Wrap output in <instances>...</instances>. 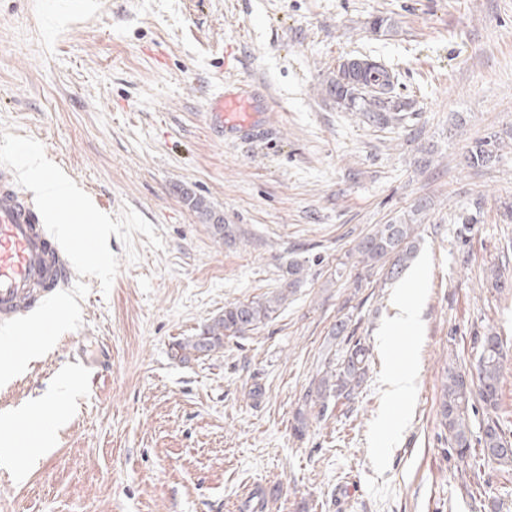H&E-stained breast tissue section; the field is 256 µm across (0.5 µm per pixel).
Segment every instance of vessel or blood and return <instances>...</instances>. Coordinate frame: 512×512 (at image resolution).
I'll return each instance as SVG.
<instances>
[{
  "instance_id": "1",
  "label": "vessel or blood",
  "mask_w": 512,
  "mask_h": 512,
  "mask_svg": "<svg viewBox=\"0 0 512 512\" xmlns=\"http://www.w3.org/2000/svg\"><path fill=\"white\" fill-rule=\"evenodd\" d=\"M259 92L251 84L210 98L211 125L232 134L250 132ZM71 278L70 262L43 225L39 208L21 188L13 167L0 165V327H10L37 307L54 305Z\"/></svg>"
}]
</instances>
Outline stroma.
<instances>
[{"label":"stroma","instance_id":"obj_1","mask_svg":"<svg viewBox=\"0 0 512 512\" xmlns=\"http://www.w3.org/2000/svg\"><path fill=\"white\" fill-rule=\"evenodd\" d=\"M52 6L0 0V164L39 147L108 237L66 241L84 254L71 312L0 382V416L47 398L59 416L41 456L19 444L23 477L0 466V512H512V466L458 458L439 416L447 368L473 370L494 332L512 437V0H95L51 26ZM378 16L392 33L372 32ZM365 56L398 72L406 123L362 124L326 95ZM251 80L268 111L248 134L212 133L208 95ZM494 133L499 161L466 166ZM190 194L236 226L234 245ZM420 201L401 279L351 259ZM294 260L305 278L269 322L172 357L225 305L280 289ZM405 288L416 317L401 329ZM351 339L369 351L354 399L305 405ZM393 362L414 374L400 408ZM195 211L199 214L202 221L210 223L214 236H219L220 239H224L225 243L233 244L237 240V230L232 224H223V220L216 219L210 206L207 204L205 199L196 196L186 197Z\"/></svg>","mask_w":512,"mask_h":512}]
</instances>
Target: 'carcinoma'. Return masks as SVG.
Instances as JSON below:
<instances>
[{
  "mask_svg": "<svg viewBox=\"0 0 512 512\" xmlns=\"http://www.w3.org/2000/svg\"><path fill=\"white\" fill-rule=\"evenodd\" d=\"M398 80L394 69L372 59H362L350 71L339 69L336 77L326 81L324 90L334 98L338 108L385 128L400 124L412 108L410 100L397 95ZM501 145L502 140L495 135L475 140L467 151V166L483 168L496 164L500 159ZM188 200L202 221L210 224L213 235L229 244L236 242L235 226L216 218L205 199L190 196ZM425 209L426 205L420 203L411 210L408 218L399 216L375 225L353 250L357 263L371 269L388 259L391 261L390 274L399 275L416 256L419 229L416 216ZM304 272L301 263H290L288 282L279 293L224 307V313L213 318L200 335L186 342L174 343V357L183 360L189 352L198 357L209 356L224 347V339L242 336L268 322L287 298V293L301 283ZM480 347L475 378H468L456 368L448 367L441 389V424L448 432L449 447L457 457L467 458L473 437L469 411L475 404H480L485 413L477 439L481 456L501 465H512V440L507 438L493 417L499 407V380L504 361L502 343L496 333L489 332L480 338ZM367 366L368 350L357 342L347 349L338 368L325 371L314 382L306 398L314 397L323 405L330 398H351Z\"/></svg>",
  "mask_w": 512,
  "mask_h": 512,
  "instance_id": "obj_1",
  "label": "carcinoma"
}]
</instances>
